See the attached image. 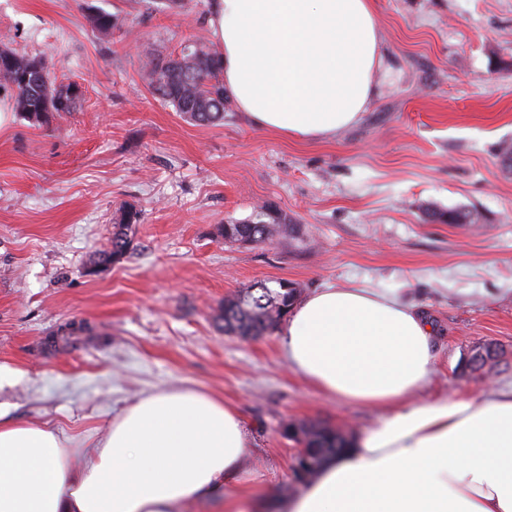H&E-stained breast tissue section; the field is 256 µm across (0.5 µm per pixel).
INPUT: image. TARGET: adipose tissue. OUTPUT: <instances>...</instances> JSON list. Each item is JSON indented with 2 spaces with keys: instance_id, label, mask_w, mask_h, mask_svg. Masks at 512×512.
Returning a JSON list of instances; mask_svg holds the SVG:
<instances>
[{
  "instance_id": "obj_1",
  "label": "adipose tissue",
  "mask_w": 512,
  "mask_h": 512,
  "mask_svg": "<svg viewBox=\"0 0 512 512\" xmlns=\"http://www.w3.org/2000/svg\"><path fill=\"white\" fill-rule=\"evenodd\" d=\"M224 88L261 129L329 138L360 121L383 61L373 0H211ZM290 370L322 395L381 411L277 512H512V388L425 402L434 330L380 292L322 288L282 331ZM241 414L193 386L142 397L83 462L53 427L0 412V512H179L220 497L260 512Z\"/></svg>"
}]
</instances>
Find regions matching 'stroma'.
Masks as SVG:
<instances>
[{
  "instance_id": "1",
  "label": "stroma",
  "mask_w": 512,
  "mask_h": 512,
  "mask_svg": "<svg viewBox=\"0 0 512 512\" xmlns=\"http://www.w3.org/2000/svg\"><path fill=\"white\" fill-rule=\"evenodd\" d=\"M384 50L362 120L328 140L200 125L156 99L147 57L210 43V0H0V36L80 84L76 112L0 129V409L47 424L78 455L139 397L182 384L244 415L269 497L295 494L303 422L356 436L374 410L329 400L288 369L280 331L224 334L225 298L254 282L353 287L413 304L435 331L425 396L512 386V0H374ZM118 16L94 35L86 13ZM298 224L274 244L220 230L261 205ZM464 207L475 224L429 220ZM133 244L99 264L123 210ZM490 344L487 372L467 367Z\"/></svg>"
}]
</instances>
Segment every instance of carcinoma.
I'll return each instance as SVG.
<instances>
[{"label": "carcinoma", "instance_id": "obj_1", "mask_svg": "<svg viewBox=\"0 0 512 512\" xmlns=\"http://www.w3.org/2000/svg\"><path fill=\"white\" fill-rule=\"evenodd\" d=\"M90 29L108 35L116 26L117 18L111 13L95 8L86 14ZM45 61L40 55L20 53L0 40V88L8 89L16 110L26 118L45 112L43 122L50 120V113L61 117L76 110L82 99V89L76 84L62 85L50 77L49 68L35 65ZM145 73L152 93L172 105L175 111L198 124H211L224 120L228 102L224 95L221 57L217 50L202 42L185 46L178 58L152 56L145 62ZM52 112H47V109ZM434 220L446 218L450 224H474L477 217L466 209L450 210L446 214L433 212ZM140 213L127 209L120 214L116 230L112 233L111 250L103 260L118 261L131 245L129 232L139 223ZM294 231L291 224L271 216V209L260 207L253 218L232 222L223 227L224 242L231 244H266L275 236ZM300 289L271 288L265 282H256L237 295L224 301L219 320L224 332L244 339H255L275 329L281 321L279 310L294 304ZM292 433L306 447L312 449L316 475L326 459L344 448L348 439L340 429L320 424H302Z\"/></svg>", "mask_w": 512, "mask_h": 512}]
</instances>
